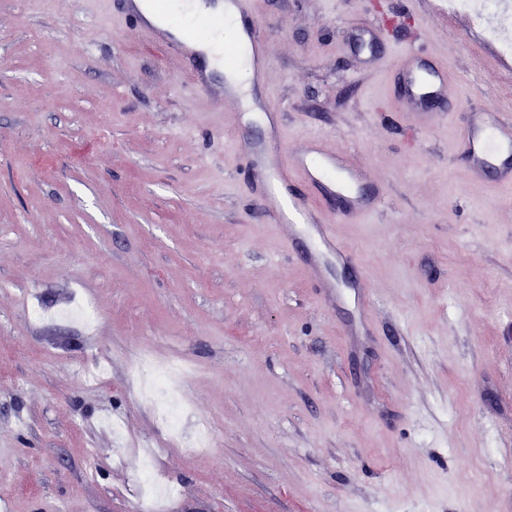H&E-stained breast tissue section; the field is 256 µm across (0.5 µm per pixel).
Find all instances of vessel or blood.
<instances>
[{"instance_id": "b4317fda", "label": "vessel or blood", "mask_w": 512, "mask_h": 512, "mask_svg": "<svg viewBox=\"0 0 512 512\" xmlns=\"http://www.w3.org/2000/svg\"><path fill=\"white\" fill-rule=\"evenodd\" d=\"M224 5L240 24L234 32L236 44L244 46L252 72L253 82H261L267 74L269 48L255 26L246 18L250 0H225ZM126 12L137 17L142 37L168 56L189 57L196 44L206 41L202 26L187 21L180 32L174 33L141 18L136 0H126ZM399 98L410 116L429 123L435 117L448 113L456 90L448 86V74L440 61L428 62L420 56L404 58L399 66ZM464 157L472 176H480L487 168H494L501 188L512 189V118L487 109L477 121L462 133ZM241 167L261 178L264 185L263 207L274 224L282 231L285 247H292L297 231H305L317 247L350 259L353 248L336 235V224L353 221L367 214L378 204L377 192L365 191L364 172L353 165L342 153L322 146L288 153L266 141L253 143L241 157ZM301 177L321 197L339 198L342 207L337 219H326L311 200L292 191L294 177Z\"/></svg>"}]
</instances>
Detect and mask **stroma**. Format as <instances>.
I'll return each instance as SVG.
<instances>
[{
    "instance_id": "35a3bbf8",
    "label": "stroma",
    "mask_w": 512,
    "mask_h": 512,
    "mask_svg": "<svg viewBox=\"0 0 512 512\" xmlns=\"http://www.w3.org/2000/svg\"><path fill=\"white\" fill-rule=\"evenodd\" d=\"M251 9L270 46L253 101L280 107L289 147L324 140L383 194L337 226L355 261L305 235L284 249L239 167L267 126L235 120L224 73L198 91L113 0H0V500L142 512L151 448L168 512H507L512 191L471 177L461 134L512 113V54L448 0ZM365 24L373 70L345 44ZM411 50L458 90L431 130L389 79ZM85 303L92 327L60 318ZM142 353L185 371L178 436L139 389ZM203 424L210 447L187 451Z\"/></svg>"
}]
</instances>
